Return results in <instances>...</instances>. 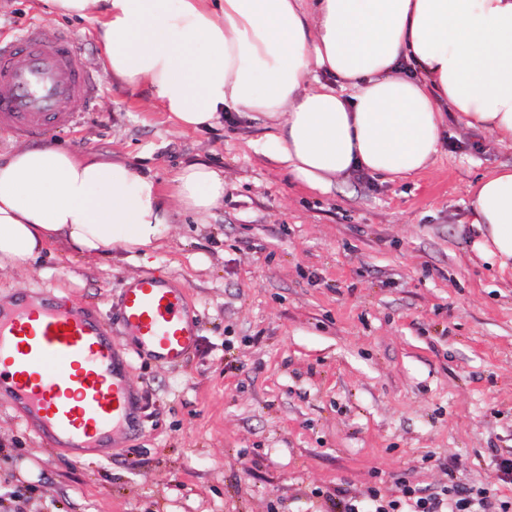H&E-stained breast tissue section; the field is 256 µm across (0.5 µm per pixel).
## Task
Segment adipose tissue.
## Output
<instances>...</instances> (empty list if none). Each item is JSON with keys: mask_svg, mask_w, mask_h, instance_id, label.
Wrapping results in <instances>:
<instances>
[{"mask_svg": "<svg viewBox=\"0 0 512 512\" xmlns=\"http://www.w3.org/2000/svg\"><path fill=\"white\" fill-rule=\"evenodd\" d=\"M92 23L105 74L202 132L224 111L261 122L271 157L307 187L355 170L425 171L445 111L512 147V0H47ZM333 75L322 82L318 71ZM224 203L205 162L167 183L123 157L64 146L0 155V270L50 244L77 256L157 247L179 218ZM473 248L512 274V167L472 191Z\"/></svg>", "mask_w": 512, "mask_h": 512, "instance_id": "ef3b65f1", "label": "adipose tissue"}]
</instances>
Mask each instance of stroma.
<instances>
[{
    "label": "stroma",
    "instance_id": "obj_1",
    "mask_svg": "<svg viewBox=\"0 0 512 512\" xmlns=\"http://www.w3.org/2000/svg\"><path fill=\"white\" fill-rule=\"evenodd\" d=\"M70 30L92 68V27L43 0H0V34ZM150 92L108 88L93 121L53 132L73 150L126 155L168 181L203 160L224 204L182 218L155 249L78 258L52 245L0 270V299L50 292L109 313L124 281L185 289L199 345L180 368L127 335L137 427L81 459L0 397V489L57 512H337L338 499L484 488L512 498V280L473 250L471 191L512 148L446 112L425 171H354L312 190L265 154L261 122L177 128Z\"/></svg>",
    "mask_w": 512,
    "mask_h": 512
}]
</instances>
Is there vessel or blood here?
Segmentation results:
<instances>
[{"instance_id": "b4317fda", "label": "vessel or blood", "mask_w": 512, "mask_h": 512, "mask_svg": "<svg viewBox=\"0 0 512 512\" xmlns=\"http://www.w3.org/2000/svg\"><path fill=\"white\" fill-rule=\"evenodd\" d=\"M104 86L68 30L48 39L35 23L0 42L1 131L36 139L52 128L80 126ZM65 100L80 110L63 109ZM118 309L127 333L154 359L177 366L195 351L198 320L181 289L144 273L122 288ZM129 372L98 309L47 295H22L0 307V390L54 444L78 453L104 448L133 427L139 400Z\"/></svg>"}]
</instances>
